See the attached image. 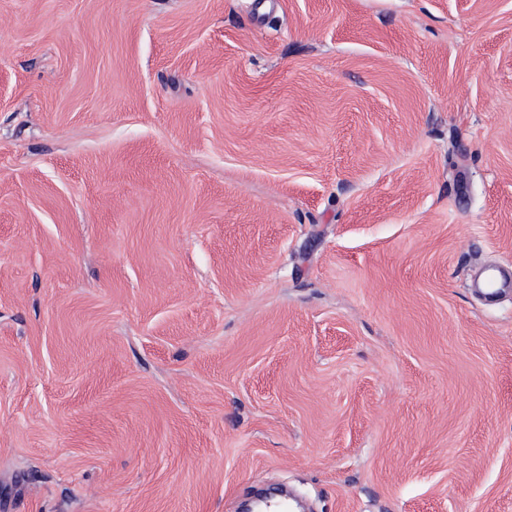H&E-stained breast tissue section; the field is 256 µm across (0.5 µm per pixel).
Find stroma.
Returning <instances> with one entry per match:
<instances>
[{"instance_id":"1","label":"stroma","mask_w":512,"mask_h":512,"mask_svg":"<svg viewBox=\"0 0 512 512\" xmlns=\"http://www.w3.org/2000/svg\"><path fill=\"white\" fill-rule=\"evenodd\" d=\"M512 0H0V512H512Z\"/></svg>"}]
</instances>
